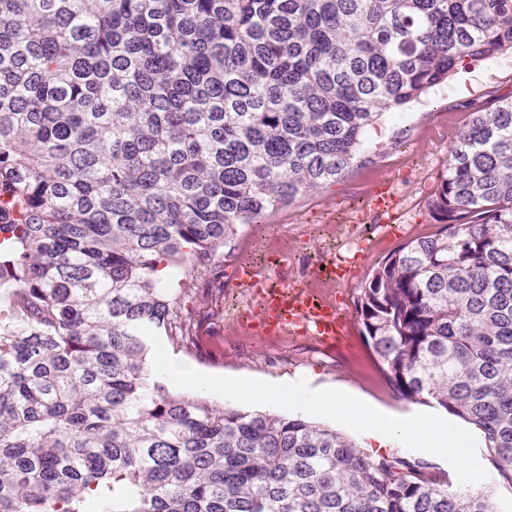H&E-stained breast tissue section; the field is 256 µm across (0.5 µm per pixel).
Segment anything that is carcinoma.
<instances>
[{"label": "carcinoma", "instance_id": "1", "mask_svg": "<svg viewBox=\"0 0 512 512\" xmlns=\"http://www.w3.org/2000/svg\"><path fill=\"white\" fill-rule=\"evenodd\" d=\"M512 52V0H0V512H500L420 461L155 381L154 273L342 176L378 116ZM356 314L512 482V97L473 108Z\"/></svg>", "mask_w": 512, "mask_h": 512}]
</instances>
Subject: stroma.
<instances>
[{
    "instance_id": "obj_1",
    "label": "stroma",
    "mask_w": 512,
    "mask_h": 512,
    "mask_svg": "<svg viewBox=\"0 0 512 512\" xmlns=\"http://www.w3.org/2000/svg\"><path fill=\"white\" fill-rule=\"evenodd\" d=\"M511 95V53L467 63L419 101L384 114L368 130L364 149L336 182L262 223L239 226L230 246L216 250L208 267H170L165 285L178 310L190 317L197 346L171 344L168 352L214 374L261 380L309 377L314 384L344 390L390 415H444L438 405L411 402L396 393L368 347L359 320H352L343 343L333 350L320 348L307 336L276 342L238 328L231 313L251 303L252 297L237 287L233 274L242 262L249 261L260 275L299 285L309 280L325 250L338 254L360 250L365 256L364 274L328 289L343 307L355 311L366 271L410 240L435 232L427 200L445 172L449 150L468 123L472 107L493 96ZM386 179L400 200L399 229L383 236L376 231L383 216L371 212L361 219L351 206ZM347 437L369 456L429 460L432 475L453 486L458 483L455 471L442 458L428 459L422 452L405 448L382 449L353 431Z\"/></svg>"
}]
</instances>
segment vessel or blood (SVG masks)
<instances>
[{"label": "vessel or blood", "instance_id": "vessel-or-blood-1", "mask_svg": "<svg viewBox=\"0 0 512 512\" xmlns=\"http://www.w3.org/2000/svg\"><path fill=\"white\" fill-rule=\"evenodd\" d=\"M396 206L390 184L379 183L371 198L372 209L390 215ZM235 279L254 298L253 304L239 309L236 319L258 335L268 338L306 335L328 348L347 332L348 312L340 309L335 301L317 298L311 289L299 286L270 289L267 281L259 279L255 269L247 264L237 267Z\"/></svg>", "mask_w": 512, "mask_h": 512}]
</instances>
